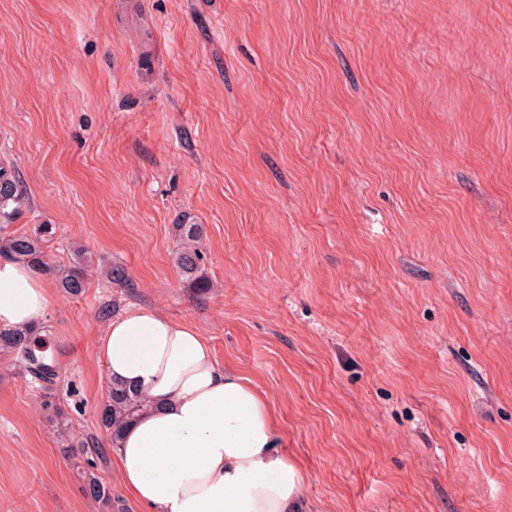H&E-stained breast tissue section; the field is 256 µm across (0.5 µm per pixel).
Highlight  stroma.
Listing matches in <instances>:
<instances>
[{"label": "stroma", "instance_id": "1", "mask_svg": "<svg viewBox=\"0 0 512 512\" xmlns=\"http://www.w3.org/2000/svg\"><path fill=\"white\" fill-rule=\"evenodd\" d=\"M508 100L512 0H0L10 229L129 279L53 290L50 391L0 359V512H107L59 416L108 512H143L96 353L102 311L140 304L268 394L308 512H512ZM25 204L26 197L15 171L0 162V231L17 220ZM174 230L179 243L178 264L181 272L191 278L196 287H205L204 278L197 275L201 270L203 260L201 249L202 225L185 222L176 224ZM84 476V493L95 500L96 502L102 504L105 508L112 509V491L111 489L100 482L97 477L89 472L83 471Z\"/></svg>", "mask_w": 512, "mask_h": 512}]
</instances>
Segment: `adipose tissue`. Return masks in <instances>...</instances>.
I'll list each match as a JSON object with an SVG mask.
<instances>
[{
  "mask_svg": "<svg viewBox=\"0 0 512 512\" xmlns=\"http://www.w3.org/2000/svg\"><path fill=\"white\" fill-rule=\"evenodd\" d=\"M52 294L34 269L0 259V329L31 333ZM108 382L145 395L115 461L146 512H301L302 475L282 451L268 395L217 362L199 328L134 306L96 339Z\"/></svg>",
  "mask_w": 512,
  "mask_h": 512,
  "instance_id": "obj_1",
  "label": "adipose tissue"
}]
</instances>
